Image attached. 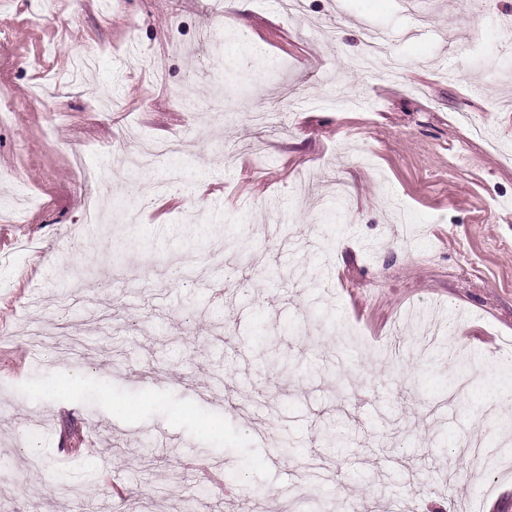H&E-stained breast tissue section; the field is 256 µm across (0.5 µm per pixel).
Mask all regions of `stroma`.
I'll return each instance as SVG.
<instances>
[{
    "label": "stroma",
    "mask_w": 512,
    "mask_h": 512,
    "mask_svg": "<svg viewBox=\"0 0 512 512\" xmlns=\"http://www.w3.org/2000/svg\"><path fill=\"white\" fill-rule=\"evenodd\" d=\"M470 0H0V506L74 512L54 485L130 512H225L255 484L308 512L338 489L378 512H512V470L473 478L461 443L512 458V410L471 426L512 349V54ZM388 36L398 73L361 67ZM471 47L469 56L457 53ZM365 109L315 107L332 88ZM300 101L289 109V101ZM275 112L278 126L255 115ZM186 139L136 168L139 138ZM260 141L263 154L241 152ZM81 150L106 213L84 237ZM242 257L233 279L212 252ZM73 305L60 311L58 299ZM455 316L430 341L405 311ZM44 332L31 347L32 326ZM271 336L288 366L268 361ZM466 351L477 382L448 397ZM344 438L328 447L325 421ZM86 438L69 453L74 433ZM36 435L39 468L27 465ZM317 476L281 455L283 443ZM233 478L188 504L183 476ZM126 487L114 496L113 483Z\"/></svg>",
    "instance_id": "35a3bbf8"
}]
</instances>
